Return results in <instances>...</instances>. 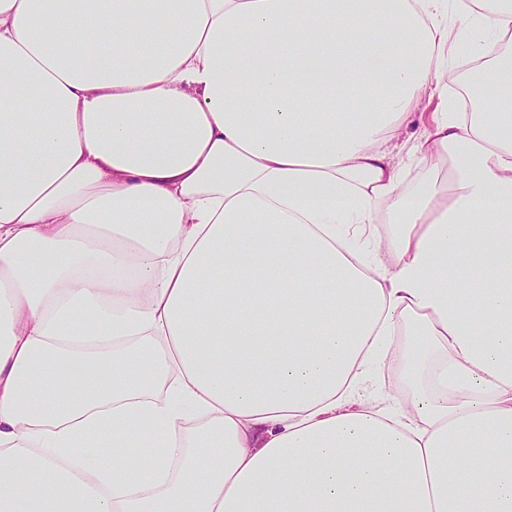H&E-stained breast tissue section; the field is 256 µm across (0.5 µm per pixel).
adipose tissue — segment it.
<instances>
[{"instance_id": "obj_1", "label": "adipose tissue", "mask_w": 512, "mask_h": 512, "mask_svg": "<svg viewBox=\"0 0 512 512\" xmlns=\"http://www.w3.org/2000/svg\"><path fill=\"white\" fill-rule=\"evenodd\" d=\"M0 512H512V0H0ZM400 376L401 373L399 368L390 367L386 369L378 375V386L382 391L379 392L372 388L368 392L364 393L365 399L370 402H377L381 395L385 394L386 391L394 392L400 383Z\"/></svg>"}]
</instances>
